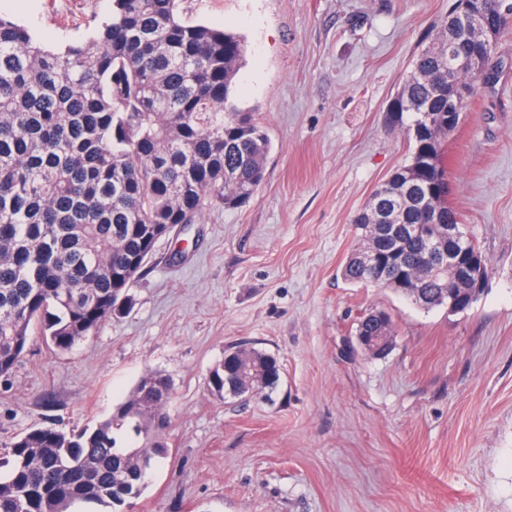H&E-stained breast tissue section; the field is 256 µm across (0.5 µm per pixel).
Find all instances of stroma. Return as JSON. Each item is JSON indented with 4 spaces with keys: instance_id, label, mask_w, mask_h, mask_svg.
Wrapping results in <instances>:
<instances>
[{
    "instance_id": "35a3bbf8",
    "label": "stroma",
    "mask_w": 512,
    "mask_h": 512,
    "mask_svg": "<svg viewBox=\"0 0 512 512\" xmlns=\"http://www.w3.org/2000/svg\"><path fill=\"white\" fill-rule=\"evenodd\" d=\"M454 2L182 0L186 21L245 42L235 101L271 139L265 180L161 241L128 314L66 352L33 337L0 378V446L95 426L158 372L169 453L131 512H512V35L448 135V201L491 267L479 299L425 309L340 275L354 215L410 155L387 106ZM111 11L0 0L53 48ZM372 310L392 319L383 357L353 347ZM241 344L279 358L271 399L212 393Z\"/></svg>"
}]
</instances>
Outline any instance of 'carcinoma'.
Wrapping results in <instances>:
<instances>
[{"label":"carcinoma","instance_id":"obj_1","mask_svg":"<svg viewBox=\"0 0 512 512\" xmlns=\"http://www.w3.org/2000/svg\"><path fill=\"white\" fill-rule=\"evenodd\" d=\"M471 26L435 27L388 105L389 129L406 131L409 160L354 216L358 241L341 268L350 283L388 288L429 309L448 289V268L428 256L432 207L460 223L441 195L447 179L448 47H479ZM244 59L239 36L184 21L179 0H112L110 19L88 37L54 49L0 15V378L40 336L64 352L131 308L129 290L168 224H200L215 207L248 202L265 178L271 142L254 113L234 101ZM416 225L387 238L371 228ZM378 263L360 260L362 246ZM357 336H391L390 316L364 315ZM230 348L210 373L214 394L245 396L257 370L268 397L278 358ZM170 395L158 373L92 430L37 428L0 456V512H73L79 503L117 509L147 487L144 466L167 456L151 423ZM125 430L145 439L117 445Z\"/></svg>","mask_w":512,"mask_h":512}]
</instances>
